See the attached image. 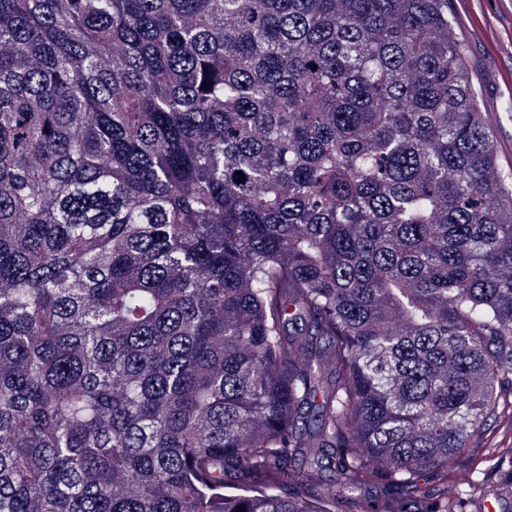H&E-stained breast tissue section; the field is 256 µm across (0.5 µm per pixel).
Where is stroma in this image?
Returning a JSON list of instances; mask_svg holds the SVG:
<instances>
[{"label": "stroma", "instance_id": "35a3bbf8", "mask_svg": "<svg viewBox=\"0 0 512 512\" xmlns=\"http://www.w3.org/2000/svg\"><path fill=\"white\" fill-rule=\"evenodd\" d=\"M448 12L467 46L468 65L494 132L499 163L505 173H512V0H449ZM511 446L512 398L507 396L465 463L510 480L512 459L497 451Z\"/></svg>", "mask_w": 512, "mask_h": 512}]
</instances>
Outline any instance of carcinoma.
Returning a JSON list of instances; mask_svg holds the SVG:
<instances>
[{
  "instance_id": "1",
  "label": "carcinoma",
  "mask_w": 512,
  "mask_h": 512,
  "mask_svg": "<svg viewBox=\"0 0 512 512\" xmlns=\"http://www.w3.org/2000/svg\"><path fill=\"white\" fill-rule=\"evenodd\" d=\"M511 375L448 0H0V512L512 500ZM512 397L505 396L500 406V413L488 422L483 437L470 448L464 464L476 467L482 476L484 472L495 469L492 479L510 480L512 463L510 457L487 454V448H511L512 446Z\"/></svg>"
}]
</instances>
